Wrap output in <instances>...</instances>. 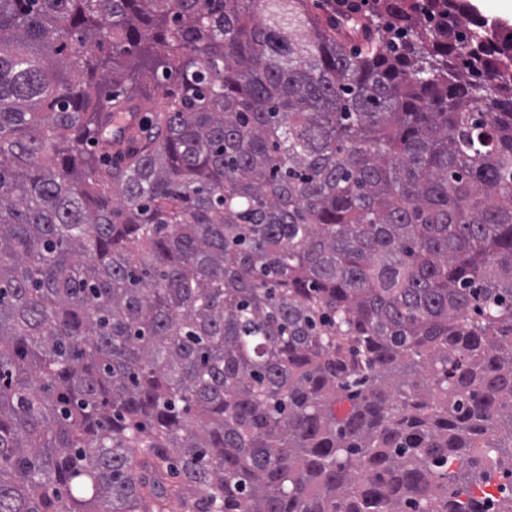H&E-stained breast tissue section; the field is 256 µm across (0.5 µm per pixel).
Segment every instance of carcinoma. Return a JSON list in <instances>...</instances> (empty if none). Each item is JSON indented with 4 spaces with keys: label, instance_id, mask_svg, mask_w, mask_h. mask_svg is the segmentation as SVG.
I'll use <instances>...</instances> for the list:
<instances>
[{
    "label": "carcinoma",
    "instance_id": "cac0c4a2",
    "mask_svg": "<svg viewBox=\"0 0 512 512\" xmlns=\"http://www.w3.org/2000/svg\"><path fill=\"white\" fill-rule=\"evenodd\" d=\"M372 8L0 0V512H512V29Z\"/></svg>",
    "mask_w": 512,
    "mask_h": 512
}]
</instances>
